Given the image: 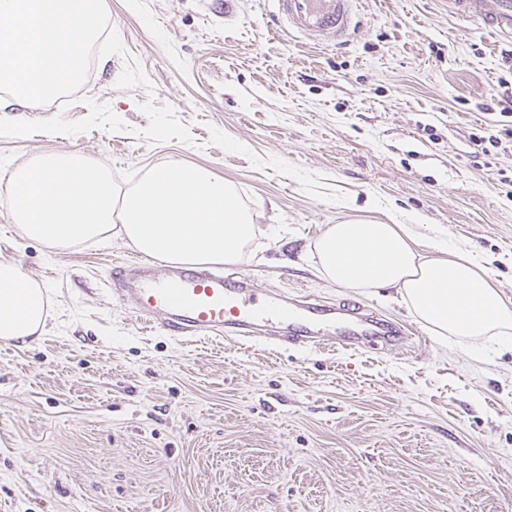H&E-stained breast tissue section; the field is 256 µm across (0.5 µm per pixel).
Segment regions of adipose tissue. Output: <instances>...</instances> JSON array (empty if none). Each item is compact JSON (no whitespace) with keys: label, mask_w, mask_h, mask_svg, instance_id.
Listing matches in <instances>:
<instances>
[{"label":"adipose tissue","mask_w":512,"mask_h":512,"mask_svg":"<svg viewBox=\"0 0 512 512\" xmlns=\"http://www.w3.org/2000/svg\"><path fill=\"white\" fill-rule=\"evenodd\" d=\"M11 218L48 249L103 240L119 232L141 254L191 265L242 263L261 230L239 192L213 169L170 165L117 193L108 169L72 152L40 153L12 177ZM425 254L410 224L355 218L330 224L312 245L318 274L358 290L396 289L439 341L479 351L483 341L512 342V301L468 255L432 238ZM45 290L11 262H0V339L41 334Z\"/></svg>","instance_id":"obj_1"}]
</instances>
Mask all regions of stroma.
<instances>
[{
	"label": "stroma",
	"instance_id": "35a3bbf8",
	"mask_svg": "<svg viewBox=\"0 0 512 512\" xmlns=\"http://www.w3.org/2000/svg\"><path fill=\"white\" fill-rule=\"evenodd\" d=\"M361 2L336 49L277 33L271 0H105L150 87L117 88L125 61L110 55L75 97L0 93L7 120H78L90 98L128 126L0 137V173L45 152L88 156L124 189L174 163L220 170L269 237L236 272L406 329L359 351L178 341L113 294L112 268L137 256L124 239L47 250L0 194V262L50 299L41 336L0 343V512H512V346L485 342L475 359L429 336L394 289L328 285L310 258L325 225L376 206L471 252L512 298V140L479 158L471 143L502 127L512 43L448 0ZM150 98L194 145L138 137Z\"/></svg>",
	"mask_w": 512,
	"mask_h": 512
}]
</instances>
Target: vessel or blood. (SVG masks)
Wrapping results in <instances>:
<instances>
[{
	"label": "vessel or blood",
	"mask_w": 512,
	"mask_h": 512,
	"mask_svg": "<svg viewBox=\"0 0 512 512\" xmlns=\"http://www.w3.org/2000/svg\"><path fill=\"white\" fill-rule=\"evenodd\" d=\"M272 19L289 36L348 45L357 24V0H276ZM453 14L477 22L497 39L512 41V0H448ZM113 293L137 319H161L166 335L184 340H247L277 346L316 347L326 337L358 348L401 335L392 323L365 313L361 306L336 308L308 296L285 297L256 288L246 278L204 267L134 260L113 268Z\"/></svg>",
	"instance_id": "obj_1"
}]
</instances>
